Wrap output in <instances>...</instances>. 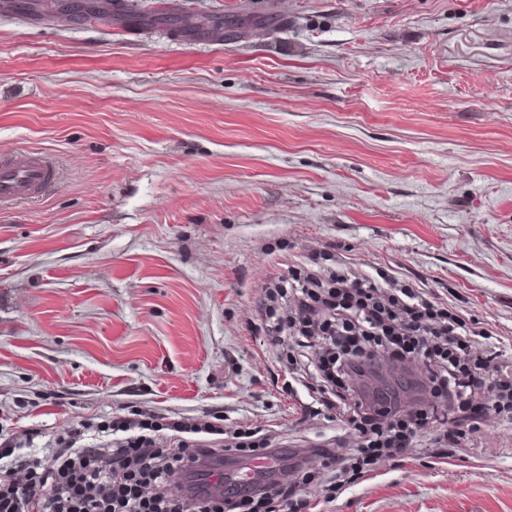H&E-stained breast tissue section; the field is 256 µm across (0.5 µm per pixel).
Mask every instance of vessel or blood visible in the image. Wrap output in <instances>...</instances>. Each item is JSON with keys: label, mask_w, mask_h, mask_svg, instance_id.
<instances>
[{"label": "vessel or blood", "mask_w": 512, "mask_h": 512, "mask_svg": "<svg viewBox=\"0 0 512 512\" xmlns=\"http://www.w3.org/2000/svg\"><path fill=\"white\" fill-rule=\"evenodd\" d=\"M57 173L55 161L40 151H21L0 158V204L36 198Z\"/></svg>", "instance_id": "b4317fda"}]
</instances>
